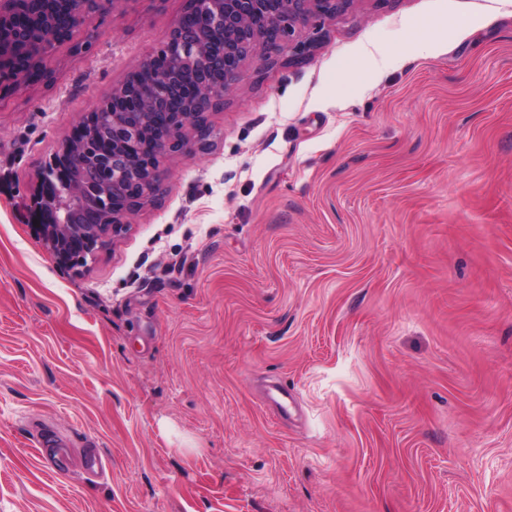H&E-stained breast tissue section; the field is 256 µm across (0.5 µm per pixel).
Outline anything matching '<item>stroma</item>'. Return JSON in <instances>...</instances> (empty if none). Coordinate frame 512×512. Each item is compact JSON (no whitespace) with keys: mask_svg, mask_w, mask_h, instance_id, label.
I'll list each match as a JSON object with an SVG mask.
<instances>
[{"mask_svg":"<svg viewBox=\"0 0 512 512\" xmlns=\"http://www.w3.org/2000/svg\"><path fill=\"white\" fill-rule=\"evenodd\" d=\"M187 5L0 85V512H512V0H353L304 63L246 58L61 269L36 171ZM52 436L104 474H51Z\"/></svg>","mask_w":512,"mask_h":512,"instance_id":"stroma-1","label":"stroma"}]
</instances>
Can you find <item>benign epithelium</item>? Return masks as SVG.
I'll use <instances>...</instances> for the list:
<instances>
[{
	"mask_svg": "<svg viewBox=\"0 0 512 512\" xmlns=\"http://www.w3.org/2000/svg\"><path fill=\"white\" fill-rule=\"evenodd\" d=\"M129 0H0V83L26 84L47 74L46 62L56 49L73 40L86 18L113 14ZM352 0H189L200 9L197 21L187 25L180 19L163 46L142 63L149 70L165 55L173 69L150 93L135 94L144 119L158 130L157 137L135 157L121 151L123 136L138 139L137 131L118 112L85 113L82 125L93 116L113 129L112 154L98 157L95 164L112 168V186H101L109 208L78 210L95 193L92 182L71 174L67 163L51 160V167L36 174L37 190L33 218L38 235L49 245L56 263L69 269L96 257L111 240L125 234L127 219L139 203L151 197L162 179L154 159L188 156L201 147L198 112L224 104V95L238 80L246 55H256L266 65L288 57V63H304L319 45L325 21L344 14ZM311 27L308 36L297 35ZM220 40L216 52L211 43ZM245 47L248 54L240 53ZM193 131L188 136L187 130ZM138 174L141 197L130 203L110 204L107 195L122 190L128 173Z\"/></svg>",
	"mask_w": 512,
	"mask_h": 512,
	"instance_id": "7a95c632",
	"label": "benign epithelium"
}]
</instances>
